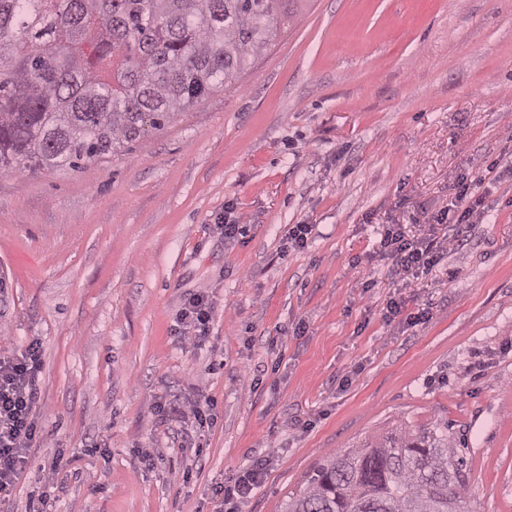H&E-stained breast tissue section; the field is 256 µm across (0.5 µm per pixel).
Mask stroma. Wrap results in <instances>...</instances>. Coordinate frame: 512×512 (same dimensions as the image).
<instances>
[{"instance_id": "obj_1", "label": "stroma", "mask_w": 512, "mask_h": 512, "mask_svg": "<svg viewBox=\"0 0 512 512\" xmlns=\"http://www.w3.org/2000/svg\"><path fill=\"white\" fill-rule=\"evenodd\" d=\"M509 158L512 0H309L235 87L125 152L0 174V354L44 349L40 437L0 512H225L215 487L258 458L237 510L282 512L331 454L444 423L468 512H512ZM493 164L482 216L438 223ZM292 224L307 249L284 248ZM387 224L464 244L403 280ZM198 288L210 331L184 345ZM201 393L217 418L186 431ZM212 309V300L206 292L197 291L189 294L178 316L179 333L183 339L194 343L206 337Z\"/></svg>"}]
</instances>
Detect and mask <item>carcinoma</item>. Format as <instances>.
Returning a JSON list of instances; mask_svg holds the SVG:
<instances>
[{
	"mask_svg": "<svg viewBox=\"0 0 512 512\" xmlns=\"http://www.w3.org/2000/svg\"><path fill=\"white\" fill-rule=\"evenodd\" d=\"M304 0H0V171L123 152L232 87ZM448 425L339 451L285 512H465Z\"/></svg>",
	"mask_w": 512,
	"mask_h": 512,
	"instance_id": "carcinoma-1",
	"label": "carcinoma"
}]
</instances>
